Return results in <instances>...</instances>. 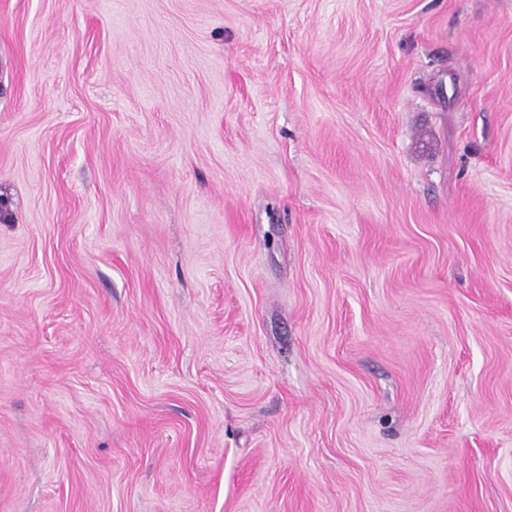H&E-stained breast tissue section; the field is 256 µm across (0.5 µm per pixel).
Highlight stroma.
Here are the masks:
<instances>
[{"mask_svg": "<svg viewBox=\"0 0 512 512\" xmlns=\"http://www.w3.org/2000/svg\"><path fill=\"white\" fill-rule=\"evenodd\" d=\"M0 512H512V0H0Z\"/></svg>", "mask_w": 512, "mask_h": 512, "instance_id": "obj_1", "label": "stroma"}]
</instances>
